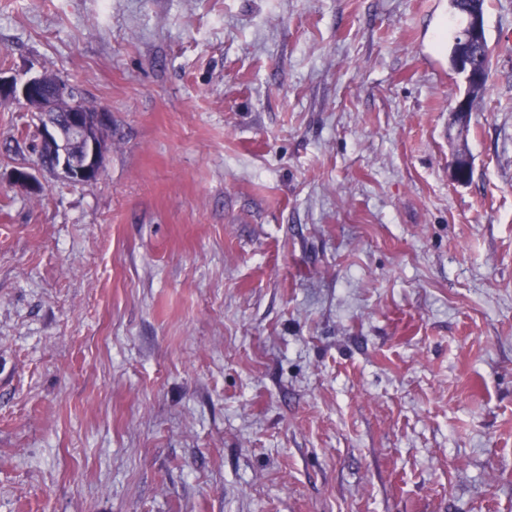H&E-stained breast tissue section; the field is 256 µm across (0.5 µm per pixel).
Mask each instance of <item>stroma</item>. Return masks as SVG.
<instances>
[{
    "label": "stroma",
    "instance_id": "stroma-1",
    "mask_svg": "<svg viewBox=\"0 0 512 512\" xmlns=\"http://www.w3.org/2000/svg\"><path fill=\"white\" fill-rule=\"evenodd\" d=\"M464 23L0 0V75L112 115L75 185L0 101V512H512V0L450 136Z\"/></svg>",
    "mask_w": 512,
    "mask_h": 512
}]
</instances>
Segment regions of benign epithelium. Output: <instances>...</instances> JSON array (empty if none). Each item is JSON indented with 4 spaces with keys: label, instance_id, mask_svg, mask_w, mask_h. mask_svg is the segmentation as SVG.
<instances>
[{
    "label": "benign epithelium",
    "instance_id": "7a95c632",
    "mask_svg": "<svg viewBox=\"0 0 512 512\" xmlns=\"http://www.w3.org/2000/svg\"><path fill=\"white\" fill-rule=\"evenodd\" d=\"M456 69L468 82L484 78V72L465 56L458 59ZM0 100H19L41 113L44 124L39 130L37 159H52L55 175L79 184L93 182L101 176L105 150L102 132L111 121L108 112L77 105L68 84L49 82L41 76L19 82L0 75ZM450 170L453 180L468 182L469 157L454 158Z\"/></svg>",
    "mask_w": 512,
    "mask_h": 512
}]
</instances>
